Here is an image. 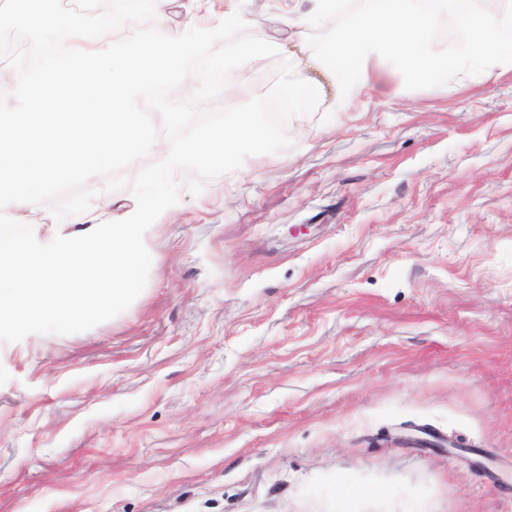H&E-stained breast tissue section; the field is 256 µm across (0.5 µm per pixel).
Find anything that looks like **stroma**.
I'll return each mask as SVG.
<instances>
[{
	"label": "stroma",
	"mask_w": 512,
	"mask_h": 512,
	"mask_svg": "<svg viewBox=\"0 0 512 512\" xmlns=\"http://www.w3.org/2000/svg\"><path fill=\"white\" fill-rule=\"evenodd\" d=\"M447 2L453 57L487 3ZM286 132L181 190L127 310L0 342V512H512V65L385 60Z\"/></svg>",
	"instance_id": "1"
}]
</instances>
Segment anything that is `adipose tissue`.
Segmentation results:
<instances>
[{
    "label": "adipose tissue",
    "mask_w": 512,
    "mask_h": 512,
    "mask_svg": "<svg viewBox=\"0 0 512 512\" xmlns=\"http://www.w3.org/2000/svg\"><path fill=\"white\" fill-rule=\"evenodd\" d=\"M300 9L294 0L285 6L286 22L296 39L305 27L344 15V22L324 39L322 49L297 62L288 75L289 86L317 98L332 86L339 103H348L354 91L370 87L375 79L373 59L391 55L400 70L423 78L468 63L496 56L512 62V0L497 7L466 13L462 23L469 32L463 52L449 58L434 33L444 19L447 0H433L423 8L420 0H364L363 7L347 11L344 0H309Z\"/></svg>",
    "instance_id": "obj_1"
}]
</instances>
